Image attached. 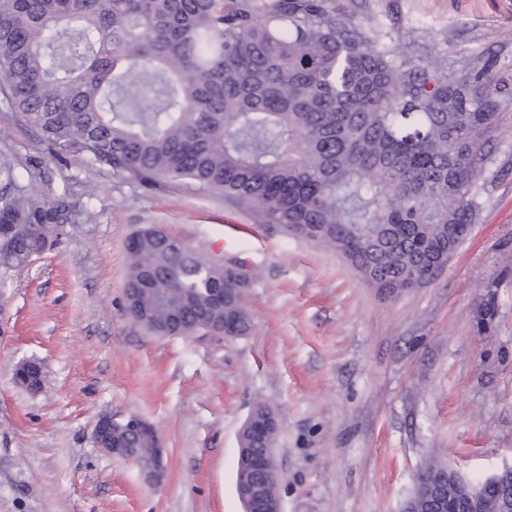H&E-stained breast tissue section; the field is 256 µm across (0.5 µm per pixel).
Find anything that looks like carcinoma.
I'll return each mask as SVG.
<instances>
[{
    "instance_id": "cac0c4a2",
    "label": "carcinoma",
    "mask_w": 512,
    "mask_h": 512,
    "mask_svg": "<svg viewBox=\"0 0 512 512\" xmlns=\"http://www.w3.org/2000/svg\"><path fill=\"white\" fill-rule=\"evenodd\" d=\"M0 95L59 159L147 187L187 181L340 253L392 296L448 263L479 212L512 73L395 55L366 0H0ZM77 204L0 165V274ZM128 240L126 287L180 336H246L253 275L160 227ZM235 288L222 306L209 289ZM447 512H502L480 480Z\"/></svg>"
}]
</instances>
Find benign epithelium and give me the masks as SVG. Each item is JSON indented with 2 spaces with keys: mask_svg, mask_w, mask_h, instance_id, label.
<instances>
[{
  "mask_svg": "<svg viewBox=\"0 0 512 512\" xmlns=\"http://www.w3.org/2000/svg\"><path fill=\"white\" fill-rule=\"evenodd\" d=\"M140 288L125 290L126 305L129 313L139 321H144L139 312ZM18 385L31 391L42 388L43 369L38 361L31 360L18 364L13 370ZM124 434L114 432L117 419L110 414L101 415L92 431L96 447L120 458L136 461L145 480L152 484L161 482L165 473L164 449L155 427L138 415L123 418ZM257 447L238 448V454H250L251 465L256 473V481L247 485L236 483L235 490L242 504V512H281L280 471L270 445L266 441V426L255 424L252 428ZM151 444V455L146 459L140 457L141 441ZM486 484L509 490L512 485V466H505L500 471L485 479ZM425 489L424 498L414 497L410 512H437V506L448 500L452 492H464L456 483V473L447 472L437 479L419 481Z\"/></svg>",
  "mask_w": 512,
  "mask_h": 512,
  "instance_id": "obj_1",
  "label": "benign epithelium"
}]
</instances>
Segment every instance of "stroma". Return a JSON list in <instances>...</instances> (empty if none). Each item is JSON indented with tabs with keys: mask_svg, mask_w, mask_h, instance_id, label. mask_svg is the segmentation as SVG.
Instances as JSON below:
<instances>
[{
	"mask_svg": "<svg viewBox=\"0 0 512 512\" xmlns=\"http://www.w3.org/2000/svg\"><path fill=\"white\" fill-rule=\"evenodd\" d=\"M397 54L512 72V0H371ZM480 177L479 216L432 279L381 294L344 258L188 182L150 189L56 160L0 98V163L84 210L0 278V512H242L238 434L276 414L282 512H407L428 463L482 480L512 465V103ZM158 226L254 272L249 335L161 338L125 307L126 246ZM35 359L43 385L17 386ZM136 414L165 476L96 448L102 414Z\"/></svg>",
	"mask_w": 512,
	"mask_h": 512,
	"instance_id": "obj_1",
	"label": "stroma"
}]
</instances>
